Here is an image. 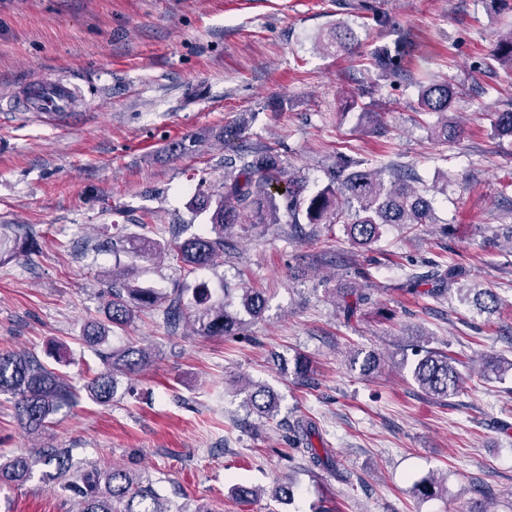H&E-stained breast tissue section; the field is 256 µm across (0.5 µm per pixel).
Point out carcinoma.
Returning <instances> with one entry per match:
<instances>
[{
    "label": "carcinoma",
    "instance_id": "cac0c4a2",
    "mask_svg": "<svg viewBox=\"0 0 512 512\" xmlns=\"http://www.w3.org/2000/svg\"><path fill=\"white\" fill-rule=\"evenodd\" d=\"M355 42V34L348 22H336L320 43L329 53H348ZM501 67L512 70V29L501 34L492 53ZM374 68L383 76L391 77L400 69L398 57L386 46L377 48L371 56ZM455 86L448 80L420 86L419 110L437 116L430 128V137L446 143L460 137L458 123L448 119L455 100ZM345 110L358 113L359 126L365 130L378 125V114L370 110L360 96L352 93L346 98ZM238 127L221 133L224 147L234 153L230 170L224 173V186L215 193L198 192L190 206L209 213V230L182 239L173 236L157 239L147 235L124 237L122 249L135 259H148L164 254L180 262L188 273L214 265L224 254L234 229L239 224L255 228L281 223V215L290 219L296 235L305 233L304 225L323 224L328 230L341 225L352 244L366 248L382 236L387 224L414 227L435 221L431 200L414 185V180L403 175L385 183L378 168H365L363 162L349 156L336 161V171L330 184L316 193L306 194V182L290 170L288 161L272 148L254 149L244 144ZM466 272L455 265H437L425 275L411 274L406 286L415 289L428 285L427 294L442 296L449 287L464 279ZM459 300L468 302L480 314L492 315L501 307L500 297L488 288L474 284L458 289ZM241 304L257 316L264 310L263 295L251 288L241 289ZM163 307L167 327L175 331L184 321L192 322L199 336L221 337L239 334L242 322L226 310L224 297L213 298L207 291H195L186 297V289L175 288L161 295L153 288H144L125 278H112V288L105 302V319L92 321L84 329L85 341L107 366L96 372L84 385L93 401L106 404L117 390L116 373H133L147 364V354L140 348L128 346L117 350L111 345V335L117 329L130 325L137 313ZM403 365L410 366L414 381L426 394L439 401L460 390L461 373L458 361L444 351L428 348L419 340L403 344ZM0 394L15 400L21 427L29 434L45 433L50 419L65 404L78 399V392L63 375L35 356L24 353L0 354ZM246 407L267 419L278 414V398L269 387L247 384ZM298 442L305 445L303 452L315 467L336 472V477L349 484L351 479L339 469V464L328 448H316L311 441L312 425L303 419L296 423ZM43 465L53 468L49 473L64 496L78 498L80 512H168L162 507L161 495L152 484L144 483L121 467L94 469L82 475H70L71 462L67 450L49 445L38 449ZM32 463L26 456H18L0 464V484L19 485L31 474Z\"/></svg>",
    "mask_w": 512,
    "mask_h": 512
}]
</instances>
